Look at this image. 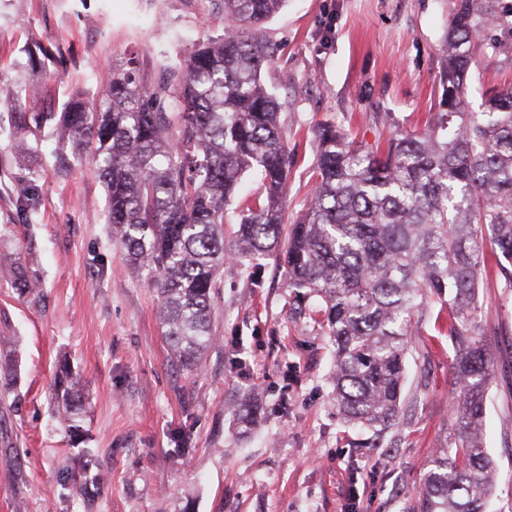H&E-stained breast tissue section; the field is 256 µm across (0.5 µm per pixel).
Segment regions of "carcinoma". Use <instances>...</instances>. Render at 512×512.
Here are the masks:
<instances>
[{
  "instance_id": "obj_1",
  "label": "carcinoma",
  "mask_w": 512,
  "mask_h": 512,
  "mask_svg": "<svg viewBox=\"0 0 512 512\" xmlns=\"http://www.w3.org/2000/svg\"><path fill=\"white\" fill-rule=\"evenodd\" d=\"M287 0H224V32L199 43L171 75L172 105L129 70H110L93 106L76 93L62 112H36L30 132L57 120L75 155L89 152L103 180L112 238L131 267L148 269L170 359L198 368L215 343L212 298L228 260L253 269L275 252L287 287L314 300L312 314L334 346L331 380L344 422L380 438L400 422L415 318L429 304L458 342L453 435L436 451L412 512H489L496 467L481 428L493 352L476 335L478 291L487 278L512 288V83L486 93L484 110L465 108L471 64L487 54L500 25L498 0H455L441 44L438 111L421 130L357 144L343 129H315L314 186L302 213L284 225L293 162L278 124L280 104L261 80L274 57L262 24ZM29 70L46 71L45 50L27 49ZM247 172L265 198L238 214L234 245L224 243V208ZM0 280L27 295L38 280L21 266ZM80 380L59 364L55 400L77 435L84 409Z\"/></svg>"
}]
</instances>
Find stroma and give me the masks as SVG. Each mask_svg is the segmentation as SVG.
Instances as JSON below:
<instances>
[{"instance_id":"obj_1","label":"stroma","mask_w":512,"mask_h":512,"mask_svg":"<svg viewBox=\"0 0 512 512\" xmlns=\"http://www.w3.org/2000/svg\"><path fill=\"white\" fill-rule=\"evenodd\" d=\"M453 2L287 0L268 19L276 52L261 79L282 104L295 157L286 223L311 189L318 124L336 123L357 143L373 142L386 116L423 128ZM223 33L222 0H0V79L26 74V48L41 45L49 73L25 109L58 111L77 92L97 102L109 66L159 87L197 43ZM493 38L497 56L470 70L473 112L486 90L512 82V26ZM16 122L0 107V265L34 271L41 291L32 298L0 282V349L17 360L0 375V512H339L354 490L357 512H408L446 443L456 386L458 347L434 320L417 325L400 422L374 448L348 441L329 380L333 347L274 259L257 273L224 264L217 341L198 370L178 369L148 271H133L112 240L91 157L59 169L51 129L23 137ZM24 184L37 190L26 215L16 205ZM479 303L478 333L495 357L484 427L494 512H512V291L488 280ZM62 359L85 397L78 441L53 403ZM247 398L259 407L248 429L238 419Z\"/></svg>"}]
</instances>
